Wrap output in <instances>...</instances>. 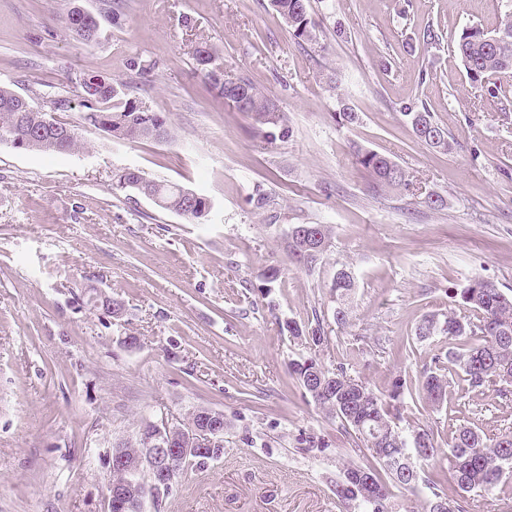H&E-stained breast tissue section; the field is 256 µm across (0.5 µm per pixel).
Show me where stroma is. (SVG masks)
Returning a JSON list of instances; mask_svg holds the SVG:
<instances>
[{
	"instance_id": "obj_1",
	"label": "stroma",
	"mask_w": 512,
	"mask_h": 512,
	"mask_svg": "<svg viewBox=\"0 0 512 512\" xmlns=\"http://www.w3.org/2000/svg\"><path fill=\"white\" fill-rule=\"evenodd\" d=\"M76 3L99 6L0 0V84L72 97L68 73L117 78L175 138L128 143L87 128L89 150L70 155L0 145V512H107L106 449L145 416L183 425L201 407L224 414L223 457L144 512H360L336 482L372 459L290 376L305 358L381 395L402 380L401 427L433 428L441 442L458 421L512 426L492 390L454 383L446 403L426 404L420 376L448 339L415 335L474 277L512 289V81L487 98L457 53L463 30H494L512 0H310L309 41L270 0H112L119 23L88 44L66 30ZM201 42L276 101L291 137L266 143L215 100L191 56ZM134 55L155 61L149 77L126 70ZM409 100L447 129L451 152L415 136L399 110ZM343 102L356 124H338ZM358 147L392 158L410 190L373 192ZM126 168L206 196L209 214L159 211L116 186ZM258 190L274 210L253 209ZM432 194L445 208L426 206ZM294 224L333 229L313 270L283 250ZM271 265L282 274L268 288ZM341 268L356 284L344 325L331 290ZM89 272L123 301L119 320L82 303ZM317 317L321 346L284 328ZM127 334L138 348L120 345ZM309 436L320 445L307 451Z\"/></svg>"
}]
</instances>
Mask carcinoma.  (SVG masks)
<instances>
[{"instance_id": "cac0c4a2", "label": "carcinoma", "mask_w": 512, "mask_h": 512, "mask_svg": "<svg viewBox=\"0 0 512 512\" xmlns=\"http://www.w3.org/2000/svg\"><path fill=\"white\" fill-rule=\"evenodd\" d=\"M271 4L296 38H312L315 22L309 16L307 0H271ZM66 25L73 39L90 43L99 33V14L74 7L67 15ZM484 34L479 27L462 32L458 52L468 76L485 84L486 94L496 98L502 86L490 81V77L512 74V45L494 49L483 40ZM192 58L196 71L216 96L225 98L224 65L217 62L216 51L207 44L201 45L195 48ZM126 68L130 74L146 78L155 70L156 62L132 56L127 59ZM235 81L246 98L247 107L242 112L251 119L258 133L271 143L290 137L288 116L276 102L248 79L239 76ZM69 82L79 90L77 98L57 94L40 104L7 85H0V145L19 151L75 153L84 147L79 135L84 125L112 139L131 143L173 140L167 120L128 96L124 92L126 83L93 71L75 73ZM401 111L421 142L434 150H452L448 134L426 109L412 102L401 106ZM57 112H78L80 116L76 122H65L55 117ZM355 156L375 190L409 189L407 178L390 174L395 162L388 156L362 148L356 149ZM114 179L117 187L136 191L163 211L175 207L179 215L189 220L205 217L210 209L208 199L198 193L192 191L186 196V187L153 179L138 169H125ZM330 239L326 224H294L284 245L290 261L310 270L327 251ZM331 288L338 303L336 322L345 325L355 288L353 277L342 268L337 271ZM454 302L469 314L452 309L446 314L426 315L415 330V335L423 340L440 335L464 341L463 348H450L444 357L434 358V367L420 383L422 399L431 405L442 403L447 396V377L453 375L471 391L490 388L502 396L508 395L512 392V294L478 276L454 292ZM287 330L291 336H303L316 346L326 340L318 320L307 326L290 321ZM290 375L317 405L340 419L345 429L368 448L382 445L388 450L396 464L391 465L376 455L373 459L393 483L410 491L428 490L422 512H465V494L488 496L512 473V428L486 434L463 423L448 438V468L454 475L453 491L448 492L442 487L441 472L436 470L440 448L434 431L416 427L406 432L399 427L402 381H396L383 397L364 382L351 378L344 368L330 371L313 358L292 363ZM142 452L143 448L137 444L125 448L131 468L112 473V484L123 485L140 479L137 464ZM210 461L203 454L181 455L178 472L203 469ZM378 469L371 465L346 468L336 495L346 503L361 502L367 512H397L392 493L381 481Z\"/></svg>"}]
</instances>
